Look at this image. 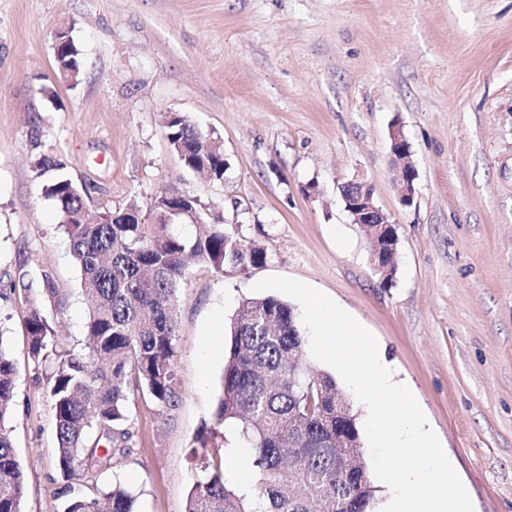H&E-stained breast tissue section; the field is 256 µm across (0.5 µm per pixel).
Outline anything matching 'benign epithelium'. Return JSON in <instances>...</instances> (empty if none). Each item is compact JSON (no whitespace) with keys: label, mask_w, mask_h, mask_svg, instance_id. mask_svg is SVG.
I'll list each match as a JSON object with an SVG mask.
<instances>
[{"label":"benign epithelium","mask_w":512,"mask_h":512,"mask_svg":"<svg viewBox=\"0 0 512 512\" xmlns=\"http://www.w3.org/2000/svg\"><path fill=\"white\" fill-rule=\"evenodd\" d=\"M390 150L396 166L395 188L401 206L414 203L417 177L412 162V151L402 127L394 124L389 129ZM342 195L345 210L352 216V223L360 225L372 243L371 264L375 271L383 272L395 259L393 252L383 249V242L392 241L396 229L390 216L377 204L372 186L362 177L345 183Z\"/></svg>","instance_id":"7a95c632"}]
</instances>
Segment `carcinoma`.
Wrapping results in <instances>:
<instances>
[{
  "label": "carcinoma",
  "mask_w": 512,
  "mask_h": 512,
  "mask_svg": "<svg viewBox=\"0 0 512 512\" xmlns=\"http://www.w3.org/2000/svg\"><path fill=\"white\" fill-rule=\"evenodd\" d=\"M74 41L57 62L80 70ZM170 145L187 168L224 180V148L189 118L167 121ZM62 169L55 157L34 163L43 177ZM62 216L89 301L86 358L58 355L47 393L56 421L55 461L64 479L111 463L125 453L128 401L135 387L161 408H173L177 309L186 262L193 259L217 274L231 266L245 270L266 260V252L238 230L206 224L194 196L162 191L149 210L131 200L125 208L90 210L77 186L55 177L45 185ZM41 291L50 307L32 310L27 322L29 354L37 359L55 341L50 320L60 310L51 269L41 272ZM305 336L294 309L274 297L245 299L230 324L222 395L214 427L199 435L198 447L233 425L240 447L251 455L256 481L244 492L227 485L222 462L207 461L205 481L190 490L185 512H374L377 489L357 455V415L329 374L311 372L304 358ZM16 369L0 336V512H23L24 473L16 459L8 424L14 405ZM133 512L134 498L120 485L97 495H72L63 512Z\"/></svg>",
  "instance_id": "cac0c4a2"
}]
</instances>
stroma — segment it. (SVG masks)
<instances>
[{
    "label": "stroma",
    "mask_w": 512,
    "mask_h": 512,
    "mask_svg": "<svg viewBox=\"0 0 512 512\" xmlns=\"http://www.w3.org/2000/svg\"><path fill=\"white\" fill-rule=\"evenodd\" d=\"M81 57L61 77L53 34ZM224 146L223 181L184 167L164 116ZM412 151L401 207L389 128ZM59 159L89 208H149L190 192L209 218L267 251L264 264L190 265L177 295L175 407L128 403L127 452L64 480L46 392L57 354L84 357L87 305L53 199L33 172ZM363 176L399 239L391 280L370 263L341 186ZM51 268L67 298L56 349L26 324ZM25 288L12 289L17 275ZM302 281L371 331L470 493L512 512V0H0V337L16 367L11 439L24 512H63L59 490L123 485L136 512H183L206 477L195 439L214 424L226 328L253 285ZM212 454L238 487L256 477L223 429Z\"/></svg>",
    "instance_id": "stroma-1"
}]
</instances>
